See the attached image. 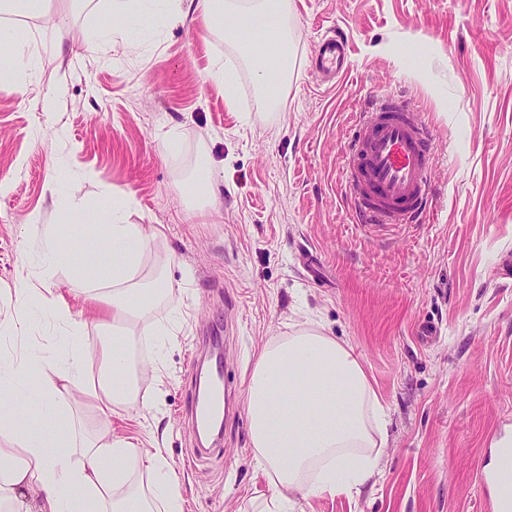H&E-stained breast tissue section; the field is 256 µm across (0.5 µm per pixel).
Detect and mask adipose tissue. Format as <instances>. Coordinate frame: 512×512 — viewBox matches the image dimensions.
<instances>
[{
  "instance_id": "ef3b65f1",
  "label": "adipose tissue",
  "mask_w": 512,
  "mask_h": 512,
  "mask_svg": "<svg viewBox=\"0 0 512 512\" xmlns=\"http://www.w3.org/2000/svg\"><path fill=\"white\" fill-rule=\"evenodd\" d=\"M109 10L134 23L197 13L230 37L248 28L259 106L274 107L288 87L293 34L283 0H110ZM4 43L12 54L0 60V75L26 91L46 61L1 22ZM126 208L105 200L92 224L43 225L38 269L21 264L15 299L0 306V512H183L180 476L163 448L115 437L108 424L119 408L156 410L139 383L160 362H136L134 348L147 339L162 350L172 333L155 321L170 283L163 270L143 267L160 231L127 223ZM99 225L112 270L105 287L94 288L78 257ZM61 272L95 311L93 321L76 319L56 295ZM49 323L60 335L49 346L35 343ZM105 326L120 342L91 341L90 328ZM87 404L100 428L86 426ZM246 409L254 463L271 485L257 512H290L293 495H349L379 477L375 449L388 413L351 345L313 328L268 341L248 379Z\"/></svg>"
}]
</instances>
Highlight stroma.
Here are the masks:
<instances>
[{"mask_svg": "<svg viewBox=\"0 0 512 512\" xmlns=\"http://www.w3.org/2000/svg\"><path fill=\"white\" fill-rule=\"evenodd\" d=\"M288 12L298 38L274 118L256 106L246 43L198 15L131 25L104 0L9 15L54 65L23 94L0 82V290L38 258L42 225L63 223L70 186L90 214L103 191L134 196L128 223L161 231L145 267L172 286L157 317L177 309L181 324L163 386L142 385L161 394L158 420L128 410L110 423L144 442L159 423L185 512H254L269 494L247 380L266 342L301 328L355 348L389 423L375 484L295 496L292 512H481L485 450L512 428V277L499 268L512 254V0H288ZM333 29L350 67L327 88L311 60ZM216 56L237 70L233 101L209 71ZM396 85L434 128L435 204L429 223L379 233L355 222L340 184L353 112ZM207 161L205 219L183 185ZM211 333L236 394L219 450L198 461L190 363Z\"/></svg>", "mask_w": 512, "mask_h": 512, "instance_id": "stroma-1", "label": "stroma"}]
</instances>
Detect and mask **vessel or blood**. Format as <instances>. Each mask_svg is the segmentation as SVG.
<instances>
[{
  "label": "vessel or blood",
  "mask_w": 512,
  "mask_h": 512,
  "mask_svg": "<svg viewBox=\"0 0 512 512\" xmlns=\"http://www.w3.org/2000/svg\"><path fill=\"white\" fill-rule=\"evenodd\" d=\"M324 83L349 71L347 39L341 32L321 37L312 57ZM354 133L346 153L344 194L356 222L377 228L426 223L433 211L431 191L434 135L409 98H364L353 115ZM501 469L482 468V512H507L498 488Z\"/></svg>",
  "instance_id": "1"
}]
</instances>
